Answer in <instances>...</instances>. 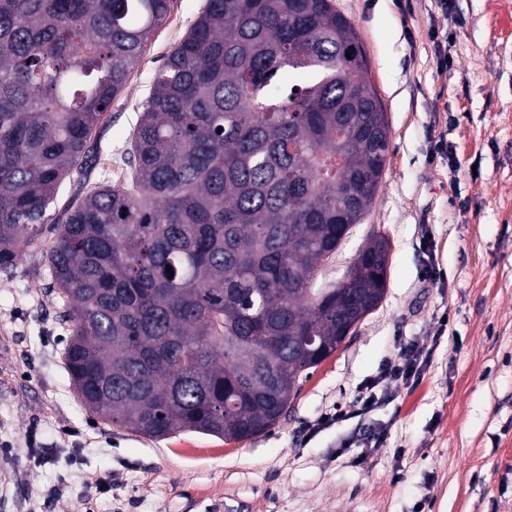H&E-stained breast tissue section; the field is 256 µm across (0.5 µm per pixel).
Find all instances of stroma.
<instances>
[{
	"label": "stroma",
	"mask_w": 512,
	"mask_h": 512,
	"mask_svg": "<svg viewBox=\"0 0 512 512\" xmlns=\"http://www.w3.org/2000/svg\"><path fill=\"white\" fill-rule=\"evenodd\" d=\"M205 3L173 0L95 130L88 184L125 177L153 78ZM333 3L359 34L391 136L369 211L314 285L339 281L380 233L391 243L382 303L267 433L154 440L80 402L65 301L24 257L0 271V512H512V0H451L445 13L435 0ZM435 31L450 35L443 73ZM440 136L453 159L434 153ZM399 341L430 350L419 381L304 440Z\"/></svg>",
	"instance_id": "obj_1"
}]
</instances>
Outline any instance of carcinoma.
<instances>
[{
    "label": "carcinoma",
    "mask_w": 512,
    "mask_h": 512,
    "mask_svg": "<svg viewBox=\"0 0 512 512\" xmlns=\"http://www.w3.org/2000/svg\"><path fill=\"white\" fill-rule=\"evenodd\" d=\"M170 2L0 0V268L47 263L66 368L101 419L242 441L384 298L382 235L336 287L313 284L375 199L390 128L332 0H207L154 77L129 178L52 221Z\"/></svg>",
    "instance_id": "1"
}]
</instances>
